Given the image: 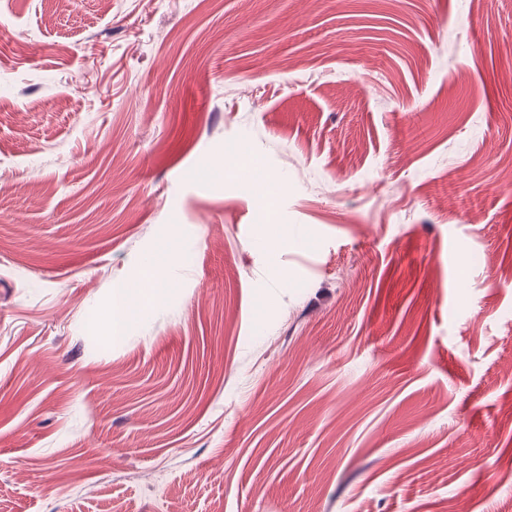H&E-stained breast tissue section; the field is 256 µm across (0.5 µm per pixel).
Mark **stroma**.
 Masks as SVG:
<instances>
[{
    "instance_id": "35a3bbf8",
    "label": "stroma",
    "mask_w": 512,
    "mask_h": 512,
    "mask_svg": "<svg viewBox=\"0 0 512 512\" xmlns=\"http://www.w3.org/2000/svg\"><path fill=\"white\" fill-rule=\"evenodd\" d=\"M511 46L512 0H0V512H512ZM163 278V269L148 265L135 282L120 283L112 291L111 315L106 324L110 338L117 339L139 315L155 305L158 295L156 285Z\"/></svg>"
}]
</instances>
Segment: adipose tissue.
<instances>
[{
	"instance_id": "obj_1",
	"label": "adipose tissue",
	"mask_w": 512,
	"mask_h": 512,
	"mask_svg": "<svg viewBox=\"0 0 512 512\" xmlns=\"http://www.w3.org/2000/svg\"><path fill=\"white\" fill-rule=\"evenodd\" d=\"M163 278V269L157 265L143 268L137 281L120 283L112 291L111 315L106 329L111 338H119L129 324L145 313L158 300L156 285Z\"/></svg>"
}]
</instances>
